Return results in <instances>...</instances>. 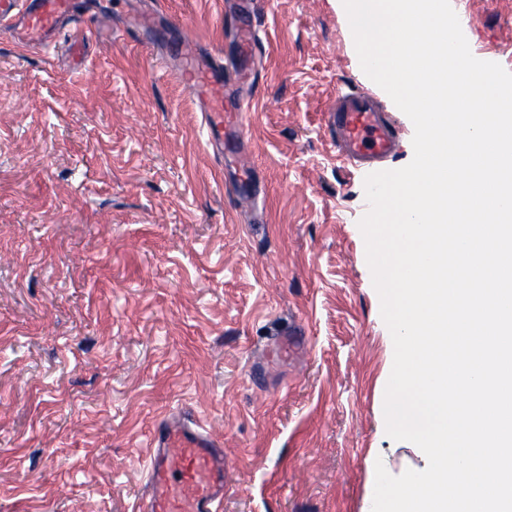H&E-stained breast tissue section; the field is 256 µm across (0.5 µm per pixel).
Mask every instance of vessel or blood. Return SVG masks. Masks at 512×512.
<instances>
[{"instance_id": "1", "label": "vessel or blood", "mask_w": 512, "mask_h": 512, "mask_svg": "<svg viewBox=\"0 0 512 512\" xmlns=\"http://www.w3.org/2000/svg\"><path fill=\"white\" fill-rule=\"evenodd\" d=\"M243 8L246 21L239 30L238 49L240 56L251 59L259 53L260 28L254 22V0H245ZM68 25L74 28L71 51L83 58L95 29L78 16L74 0H0V34L9 33L21 50L53 44ZM178 57L176 77L205 114L209 145L222 149L224 66L206 48H189ZM327 119L336 132V151L347 163L384 162L399 149L398 129L367 91L338 96ZM302 345L297 331L270 340L272 351L283 360ZM145 486L137 512H219L224 502V450L198 422L164 421L151 440Z\"/></svg>"}]
</instances>
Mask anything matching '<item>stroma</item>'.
<instances>
[{
    "mask_svg": "<svg viewBox=\"0 0 512 512\" xmlns=\"http://www.w3.org/2000/svg\"><path fill=\"white\" fill-rule=\"evenodd\" d=\"M472 54L512 72V0H451ZM97 32L0 40V512H134L168 417L224 448L221 512H370L375 465H424L383 414L391 334L360 220L368 166L336 158L327 111L374 94L413 158L414 127L362 70L342 0H258L269 44L236 48V0H81ZM151 24L252 69L260 222L218 161ZM308 356L249 369L275 334Z\"/></svg>",
    "mask_w": 512,
    "mask_h": 512,
    "instance_id": "35a3bbf8",
    "label": "stroma"
}]
</instances>
